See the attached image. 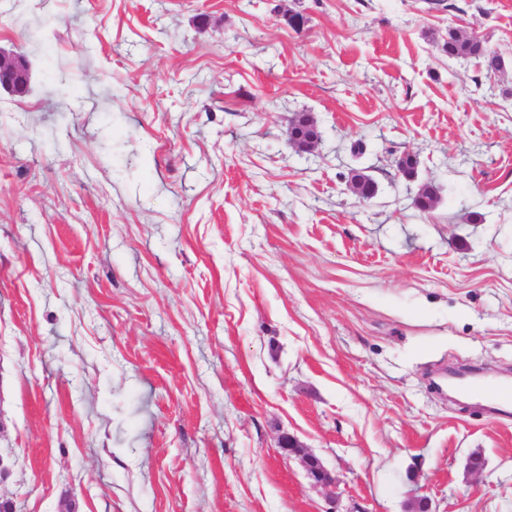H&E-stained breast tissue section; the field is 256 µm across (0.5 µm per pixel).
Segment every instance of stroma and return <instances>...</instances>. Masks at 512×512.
Wrapping results in <instances>:
<instances>
[{
  "mask_svg": "<svg viewBox=\"0 0 512 512\" xmlns=\"http://www.w3.org/2000/svg\"><path fill=\"white\" fill-rule=\"evenodd\" d=\"M451 2L0 0L15 512H512V402L448 391L512 381V0ZM442 49L448 56L457 58H481L488 67L504 65L503 58L494 50L489 49L477 35H465L452 29L448 31ZM30 84L27 60L14 52L0 48V88L16 96L27 94ZM280 448L289 453L302 454V462L309 476L317 486L328 489L331 497L336 500V477L323 465L321 460L311 453H305L304 448L295 438L283 436L279 442Z\"/></svg>",
  "mask_w": 512,
  "mask_h": 512,
  "instance_id": "1",
  "label": "stroma"
}]
</instances>
